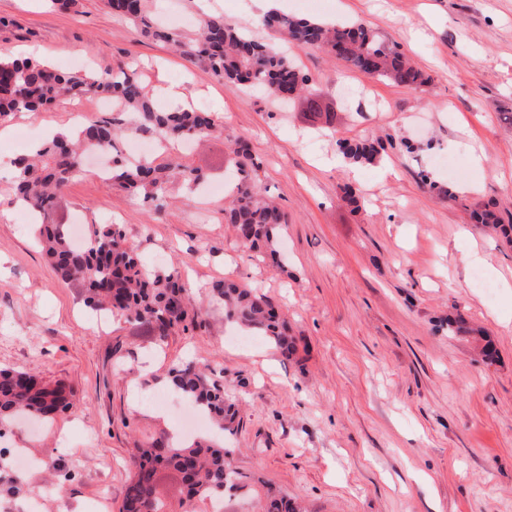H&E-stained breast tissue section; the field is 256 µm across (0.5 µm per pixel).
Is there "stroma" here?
Instances as JSON below:
<instances>
[{
	"mask_svg": "<svg viewBox=\"0 0 512 512\" xmlns=\"http://www.w3.org/2000/svg\"><path fill=\"white\" fill-rule=\"evenodd\" d=\"M144 3L183 37L207 11L269 38L256 0ZM280 10L364 23L430 83L398 86L289 48L336 114L331 135L313 127L302 100L279 108L216 79L113 17L104 0H82L75 13L0 0L10 21L0 49L38 46L68 72L132 69L150 91L182 82L224 135L187 144L179 162L223 183L224 141L243 138L261 187L288 216L275 259L240 243L224 222V195L176 181L157 212L96 174L72 181L65 223L121 225L146 269L178 266L203 301L200 327L158 342L117 319L99 332L0 179V368L73 391L72 408L53 421L0 424V512H31L39 501L45 512H118L135 448L176 431L184 400L167 381L188 359L240 407L238 431L224 437L237 467L301 498L308 512H512V243L472 220L485 207L512 213V0H281ZM74 119L62 103L1 120L0 159ZM342 138L381 142V163L338 166ZM443 156L458 169L440 168ZM348 184L358 205L344 198ZM477 272L493 294L475 286ZM227 277L285 316L295 356L259 335L234 341L211 293ZM456 316L494 341L493 363L482 359L483 336L449 333Z\"/></svg>",
	"mask_w": 512,
	"mask_h": 512,
	"instance_id": "stroma-1",
	"label": "stroma"
}]
</instances>
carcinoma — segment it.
Listing matches in <instances>:
<instances>
[{"label":"carcinoma","instance_id":"cac0c4a2","mask_svg":"<svg viewBox=\"0 0 512 512\" xmlns=\"http://www.w3.org/2000/svg\"><path fill=\"white\" fill-rule=\"evenodd\" d=\"M107 6L116 16L140 25L143 36L172 44L203 63L215 77L240 82L266 99L285 102L309 87V77L282 53L278 43L258 41L222 16H204L196 35L185 41L149 19L144 0H107ZM259 25L299 49L333 54L349 69L400 86L428 84L397 46L381 41L363 23L327 24L271 10L259 19ZM89 96L112 99L119 105L118 116L57 134L16 157L15 196L36 216L39 243L60 280L80 288L84 302L93 311L136 323L162 340L177 328L197 323L202 316L203 305L190 297L181 272L175 267L162 273L147 271L118 224L87 225L85 245L75 247L67 233L68 225L57 222L55 213L68 185L86 172L83 159L99 153L112 155L110 181L142 194L156 210L165 207L173 177L192 189L204 175L177 163L123 160L118 157L117 143L141 135L166 145L185 138L202 142L224 134V128L210 112L195 108L158 110L133 70L122 69L107 77L93 71L71 73L39 58L20 59L0 52V118L16 112H40ZM228 150L237 179L224 207V223L235 228L246 248L273 252L287 217L262 192L260 166L248 145L237 139ZM340 150L346 161L356 164H371L381 156L376 145L366 140H345ZM475 218L505 238L512 237V218L506 221L489 209ZM212 292L224 301L227 321L248 334L266 337L286 358L295 353L285 319L265 297L230 278L217 283ZM171 381L176 393L198 405L221 432L237 430L236 404L224 386L208 379L193 362L174 367ZM69 407L65 387H51L27 371L0 369V422L19 415L49 421ZM161 469L180 475L189 501H209L223 494L247 495L260 483L233 466L229 449L207 437L191 442H153L135 449L119 512H164L157 478ZM258 503L259 512H303L296 499L270 487L258 497Z\"/></svg>","mask_w":512,"mask_h":512}]
</instances>
